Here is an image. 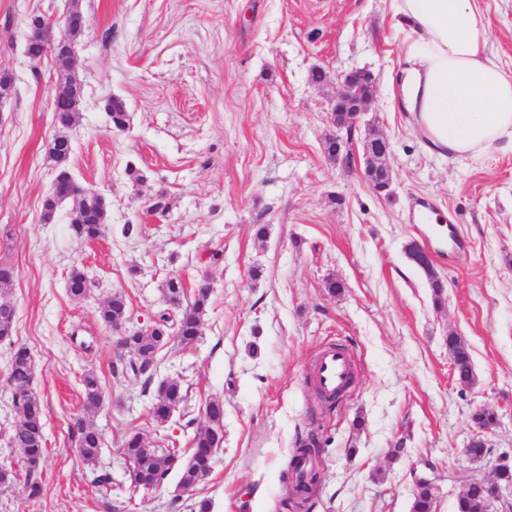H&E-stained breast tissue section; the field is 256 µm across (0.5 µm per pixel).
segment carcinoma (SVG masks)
<instances>
[{"label": "carcinoma", "instance_id": "cac0c4a2", "mask_svg": "<svg viewBox=\"0 0 512 512\" xmlns=\"http://www.w3.org/2000/svg\"><path fill=\"white\" fill-rule=\"evenodd\" d=\"M107 110L114 128L122 130L127 123L125 103L118 97L108 100ZM76 122L72 112H60L56 126L59 134L48 145L47 153L55 165L54 182L65 187L70 182L71 172L68 161L72 146L68 135ZM79 218L71 222V231L77 238L84 240L96 239L105 231L103 217L95 200L85 198L78 205ZM94 287L84 270L74 267L68 276L67 289L71 299H84ZM212 287L208 278L197 280L191 293L179 276L173 275L166 279L161 287L167 308L158 313V326L161 331L148 335L128 337V361H120L112 367L115 376L131 375L144 379V384L152 380L148 367L157 363L158 352L169 340L164 330L174 333L181 346L193 347L202 336L203 320ZM100 320L108 327H116L129 319L128 301L121 291L113 292L102 304L99 311ZM15 309L13 306L0 303V339L13 333ZM448 349L451 355L453 374L462 386H468L474 379V367L468 348L457 336L448 337ZM33 360L30 350L17 346L13 351L9 366V381L19 391L15 401L18 420L11 432L10 442L13 447L23 452V472L26 487L30 495L40 493L38 482L33 474L39 470L44 458V422L43 404L32 391ZM83 408L85 411L97 410L105 397L104 389L94 372L86 373L82 380ZM188 390L177 379L162 382L157 388L156 400L152 406V417L158 423L167 421L171 410L187 401ZM78 449L86 461H93L102 447V435L91 423L80 420L77 422ZM224 444V404L219 399L211 400L206 406V417L203 425L196 431L189 450L191 460L179 475V480L194 487H199L211 475L214 463L212 448H220ZM124 455L131 461L136 473V480L145 486H155L166 481L169 475V463L173 455L180 452L178 448H148L144 437L139 432L129 434L123 443ZM319 454L317 442L312 437L297 441L294 455L289 465L295 473L293 489L297 500L295 507L302 508L310 500L313 489L319 481V472L312 468L307 470L301 464ZM491 490L485 486H474L458 499L456 512H486ZM433 494L430 488L418 486L413 493L412 512H432Z\"/></svg>", "mask_w": 512, "mask_h": 512}]
</instances>
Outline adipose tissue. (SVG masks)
<instances>
[{
    "label": "adipose tissue",
    "mask_w": 512,
    "mask_h": 512,
    "mask_svg": "<svg viewBox=\"0 0 512 512\" xmlns=\"http://www.w3.org/2000/svg\"><path fill=\"white\" fill-rule=\"evenodd\" d=\"M424 38L398 79V99L430 145L461 157L512 147V68L488 49L482 0H396Z\"/></svg>",
    "instance_id": "1"
}]
</instances>
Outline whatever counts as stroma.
<instances>
[{"instance_id":"1","label":"stroma","mask_w":512,"mask_h":512,"mask_svg":"<svg viewBox=\"0 0 512 512\" xmlns=\"http://www.w3.org/2000/svg\"><path fill=\"white\" fill-rule=\"evenodd\" d=\"M70 4L0 0V70L14 74L0 99V266L12 273L0 302L16 308L13 334L0 341V464L23 457L8 440L19 345L32 355L46 439L40 494L21 482L0 487V512H190L197 497L213 512H288L281 474L309 434L322 470L310 512H410L416 469L436 479L437 512H456L462 488L448 473L466 466L459 451L475 410L497 421L476 469L494 476L500 456H512V151L459 158L414 132L392 92L419 37L393 0H80L84 98L69 168L108 205L105 235L86 242L70 233L69 205L41 221L59 81L51 59L34 67L25 55L30 15L60 26ZM485 9L489 48L511 66L512 0H485ZM315 68L323 84L310 82ZM358 69L377 78L374 103L352 130L336 129V77ZM114 96L127 107L122 132L106 109ZM332 136L342 145L335 158L325 150ZM376 136L389 143L388 196L364 175ZM160 195L162 214L151 210ZM416 201L444 223H421ZM452 225L461 234L453 246ZM414 241L430 252L442 296L408 258ZM75 266L96 283L78 302L65 288ZM202 273L214 288L198 343L169 341L154 385L113 376L121 351L98 317L106 298L125 292L144 327L165 307L167 276L190 283ZM331 278L338 293L326 288ZM452 335L471 354V387L453 375ZM336 339L358 364L338 408L310 382L315 353ZM88 371L105 391L92 416L103 437L93 463L77 450ZM168 378L189 398L158 424L155 384ZM214 398L224 404V445L206 483L179 495L174 470L159 490L133 489L125 436L187 448ZM102 473L108 484H97Z\"/></svg>"}]
</instances>
